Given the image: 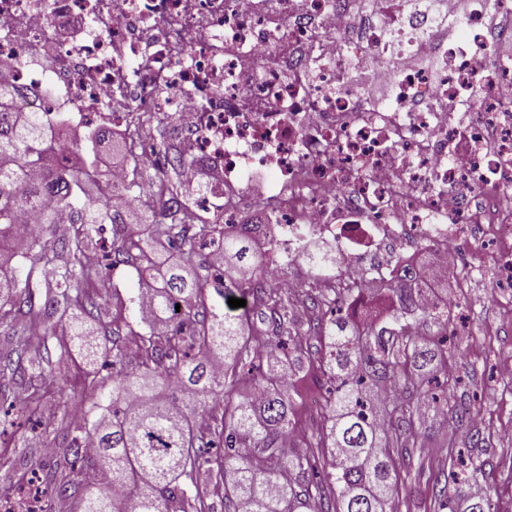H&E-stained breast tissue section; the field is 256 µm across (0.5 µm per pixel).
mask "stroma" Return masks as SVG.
<instances>
[{
	"label": "stroma",
	"instance_id": "1",
	"mask_svg": "<svg viewBox=\"0 0 512 512\" xmlns=\"http://www.w3.org/2000/svg\"><path fill=\"white\" fill-rule=\"evenodd\" d=\"M496 278L489 259L482 269L449 277L437 291L453 302V324L445 328L429 320L416 323L419 336L447 340L448 365L436 375L449 384V403L470 409L477 430L449 429L442 412L433 411L400 434L393 451L399 461L398 512H466V500L453 490L448 493L449 505L441 506L433 486L434 475L448 472L452 456L460 450L481 465L480 481L491 512H512V288L495 287ZM110 279L103 307L121 312L132 331L148 333V324L128 305L137 288L135 272L121 266L111 271ZM325 352L324 341L309 337L299 361L285 366L298 433L293 446L302 451L316 448L324 424V412L312 411L310 402L325 401L333 387L323 365ZM91 372L103 376L108 368L101 360L87 364L77 351H70L47 366L49 393L33 419L17 418L12 409L0 411V424L9 425L0 434L1 500H16L20 488L28 484L27 469L13 463L19 450L32 449L37 464L55 467V435L62 414L70 409Z\"/></svg>",
	"mask_w": 512,
	"mask_h": 512
}]
</instances>
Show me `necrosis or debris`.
Listing matches in <instances>:
<instances>
[{
    "instance_id": "1",
    "label": "necrosis or debris",
    "mask_w": 512,
    "mask_h": 512,
    "mask_svg": "<svg viewBox=\"0 0 512 512\" xmlns=\"http://www.w3.org/2000/svg\"><path fill=\"white\" fill-rule=\"evenodd\" d=\"M0 62L46 124L174 117L216 174L197 213L255 204L269 280L319 240L365 298L412 248L459 264L478 224L512 288V0H0Z\"/></svg>"
}]
</instances>
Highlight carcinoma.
<instances>
[{
    "mask_svg": "<svg viewBox=\"0 0 512 512\" xmlns=\"http://www.w3.org/2000/svg\"><path fill=\"white\" fill-rule=\"evenodd\" d=\"M26 90L0 80V244L13 254L0 257V325L12 331V348L0 358L3 369L32 378L42 374V362L28 358L30 338L51 359L70 344H88L84 321L100 323V335L111 343L112 404L97 415L62 420V469L46 481L59 496L71 488L67 470L85 466L88 493L81 512H203L199 496L191 495L179 477L217 471L224 484V503L231 512H397L399 486L396 461L388 433L395 429L398 406L377 410L381 384L401 379L423 391L425 408L434 410L438 398L430 392L428 367L447 362L448 349L430 345L417 335L419 319L448 326V302L419 298L420 285L397 274L385 282L393 311L376 326L356 313H342L338 299L312 298L319 308L336 305L334 316L301 332L289 316L292 299L268 285L263 264L250 262L252 235L243 227L202 217L187 227L183 184L173 173L188 161L166 155L154 172L152 203L114 213L105 204L89 206L103 194L110 178L96 158L82 155L77 140L68 141L66 121L46 126L34 119L18 100ZM154 116L142 112L123 139L126 158L135 162L134 149ZM38 166V177L30 168ZM51 200L68 209L71 222L45 239L33 235L15 242L16 225L29 213L40 224H57ZM112 225L110 247H102L99 265L90 267L86 255L96 250L104 225ZM17 264H12L13 260ZM131 267L137 291L153 290L150 307L154 326L165 333L130 339L101 307L109 287L106 270ZM246 300L238 310L228 298ZM263 306L274 343L268 352L286 354L303 349L300 336L316 334L326 341V362L336 382L329 400L330 415L322 442L332 458L326 474L330 493L322 487L296 490L284 476L315 469V457L289 447L293 429L284 375L267 368L252 391L233 400L236 382L226 384L213 369V355L224 356V373L236 377L238 368L263 362L245 337L249 307ZM224 394L220 426L202 431L201 421L215 418L216 391ZM448 418L468 427L469 409L447 407Z\"/></svg>",
    "mask_w": 512,
    "mask_h": 512,
    "instance_id": "carcinoma-1",
    "label": "carcinoma"
}]
</instances>
